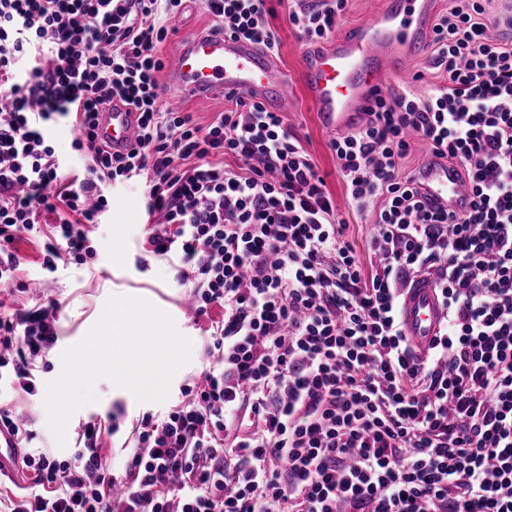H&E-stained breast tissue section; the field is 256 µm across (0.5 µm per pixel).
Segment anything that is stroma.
<instances>
[{
    "mask_svg": "<svg viewBox=\"0 0 512 512\" xmlns=\"http://www.w3.org/2000/svg\"><path fill=\"white\" fill-rule=\"evenodd\" d=\"M272 14L267 20L280 38L277 60L288 71L292 80L288 85V109L282 118L288 128L301 140L320 174L326 177V186L339 217L349 224L348 235L357 249H364L365 239L372 228V216L354 214L349 204L346 187L336 167V156L329 146L330 134L322 130L314 109L301 88L297 75L301 67L302 43L288 21L286 0H272ZM429 54L413 58L404 68L387 71L383 80L385 89L421 91L425 85L439 81L440 75L429 64ZM144 188L141 179H133L112 193V206L104 213L100 224L90 234L96 250L94 258L84 264H70L56 272L42 270L39 239H24L18 248L26 259L20 274L22 280H40V290H27L0 295L5 310L29 309L54 299L61 303L58 319V342L47 365L37 366L35 374L40 384L55 380L62 371V352L79 343L100 319L107 300L114 295L145 299L169 314L179 333L192 342L191 360L174 375L167 398L160 403L137 402L131 391L102 377L95 381L96 402L77 410L66 428V443L58 445L48 427L43 395L31 398H12L14 412L33 422V438L22 447L23 452L39 454L53 449L58 458H67L77 446V438L86 422L99 420L116 427L114 434L104 437V454L112 464L123 463L130 452L131 431L145 414L163 415L182 399L181 389L197 374L204 361L201 344L203 331L195 323L193 311L182 306V288L173 281L172 271L161 261L146 256L142 242L148 229ZM123 238L128 247L125 263L112 264V240Z\"/></svg>",
    "mask_w": 512,
    "mask_h": 512,
    "instance_id": "obj_1",
    "label": "stroma"
}]
</instances>
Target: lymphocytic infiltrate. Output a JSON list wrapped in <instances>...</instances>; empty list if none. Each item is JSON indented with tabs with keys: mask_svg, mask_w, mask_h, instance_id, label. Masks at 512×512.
Returning a JSON list of instances; mask_svg holds the SVG:
<instances>
[{
	"mask_svg": "<svg viewBox=\"0 0 512 512\" xmlns=\"http://www.w3.org/2000/svg\"><path fill=\"white\" fill-rule=\"evenodd\" d=\"M486 3L448 0L433 24L447 83L381 96L330 142L352 206L375 216L367 269L280 113L239 97L203 128L168 107L159 47L183 0H0V288L15 286L27 235L48 231L44 269L83 263L114 188L145 177L157 222L143 249L187 288L209 359L179 404L143 415L122 467L95 422L70 458L23 455L37 488L9 512H512V43L491 36L512 15ZM346 5L290 0L288 20L314 43ZM204 6L226 34L278 53L268 0ZM116 98L137 114L124 154L95 135ZM64 121L84 173L53 146ZM413 134L461 164L464 218L402 174ZM420 274L447 316L423 359L398 320ZM58 309L0 315L12 391L36 395Z\"/></svg>",
	"mask_w": 512,
	"mask_h": 512,
	"instance_id": "obj_1",
	"label": "lymphocytic infiltrate"
}]
</instances>
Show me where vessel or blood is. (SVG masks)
Instances as JSON below:
<instances>
[{"label": "vessel or blood", "instance_id": "obj_1", "mask_svg": "<svg viewBox=\"0 0 512 512\" xmlns=\"http://www.w3.org/2000/svg\"><path fill=\"white\" fill-rule=\"evenodd\" d=\"M437 0H385L370 19L353 31L305 47L300 79L321 126L331 133L356 128L383 93L382 78L395 64L421 55ZM168 82L186 99L236 93L273 110L288 108V73L256 44L216 29L184 36L167 60ZM136 115L120 101L99 112L96 132L113 151L133 144ZM430 199L461 216L471 209L472 194L462 183L460 167L430 158L421 171ZM402 330L419 356H426L445 325L432 277L420 275L401 290ZM17 439L0 428V476L10 474Z\"/></svg>", "mask_w": 512, "mask_h": 512}]
</instances>
